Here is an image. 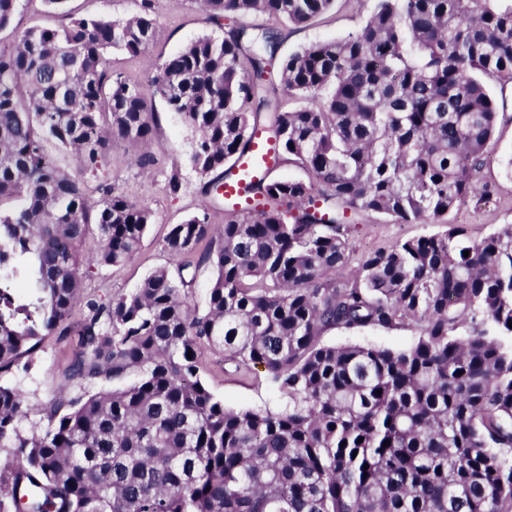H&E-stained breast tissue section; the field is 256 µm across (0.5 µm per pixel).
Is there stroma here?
Here are the masks:
<instances>
[{"mask_svg": "<svg viewBox=\"0 0 512 512\" xmlns=\"http://www.w3.org/2000/svg\"><path fill=\"white\" fill-rule=\"evenodd\" d=\"M374 6L375 0H336L333 10L319 16L308 27H280V56L316 42L347 37L365 21ZM155 14L156 36L145 56L133 57L117 50L107 55L112 70L136 82L147 97L155 112L153 132L134 149L122 143L113 144L103 170L117 193L150 209L151 221L138 252L130 261L117 266H98L87 274L81 290L82 296L87 298L104 300L138 288L151 270L169 264L165 241L172 225L206 208L199 192L201 178L186 160L192 130L180 115L170 112L162 99L154 96L152 80L167 58L200 36L220 33L221 27L217 19L201 8L198 0H160ZM58 22L44 0H21L9 24L0 28V45L13 43L19 32L28 27H51ZM492 92L500 102L497 144L480 178L493 185L496 193L489 202L479 204L470 200L448 211L444 217L447 223L462 225L468 236L477 241L499 225L512 224V168L507 165L508 158L512 157V84H493ZM139 153L153 156L154 163L149 169L136 165L135 156ZM176 169L181 172L182 187L173 194L168 188V178ZM209 211L212 224H223V205H215ZM440 230L437 224H393L366 214L359 219L351 248L359 258L387 249L397 241ZM414 339L412 330L400 327L333 328L322 336L323 343L336 346L361 344L390 348L408 347ZM72 353L69 339L56 335L44 339L34 355L35 366L31 373L16 376L32 403L43 406L77 394V386L67 384L63 378ZM203 365L202 375L207 386L223 399L226 407L264 408L276 406L280 401L263 366L253 365L238 371L225 364L221 354L211 351L204 352Z\"/></svg>", "mask_w": 512, "mask_h": 512, "instance_id": "35a3bbf8", "label": "stroma"}]
</instances>
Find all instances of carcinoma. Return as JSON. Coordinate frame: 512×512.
Returning <instances> with one entry per match:
<instances>
[{
	"label": "carcinoma",
	"instance_id": "1",
	"mask_svg": "<svg viewBox=\"0 0 512 512\" xmlns=\"http://www.w3.org/2000/svg\"><path fill=\"white\" fill-rule=\"evenodd\" d=\"M201 3L216 19L301 27L335 0ZM152 5L0 45V512H512V224L480 242L451 224L342 276L358 214L438 224L489 200L479 173L498 117L490 84L512 82V0H376L354 33L281 60L278 87L273 28L191 41L153 95L194 132L201 193L260 127L278 165L309 180L252 186L261 208L226 206L217 230L206 210L173 225L177 275L158 267L74 321L91 226L97 263L112 266L135 255L151 213L106 182L92 200L50 149L95 176L114 142L152 134V107L105 58L148 49ZM282 96L301 105L283 111ZM202 265L214 278L200 311L184 287ZM368 326L416 339L320 341ZM51 335L72 337L67 381L124 384L35 407L1 378L29 371ZM205 349L237 370L264 365L281 403L224 406L202 379ZM416 336L408 328L368 327L355 330L333 328L325 331L322 342L331 345L361 344L390 348H405L410 346Z\"/></svg>",
	"mask_w": 512,
	"mask_h": 512
}]
</instances>
